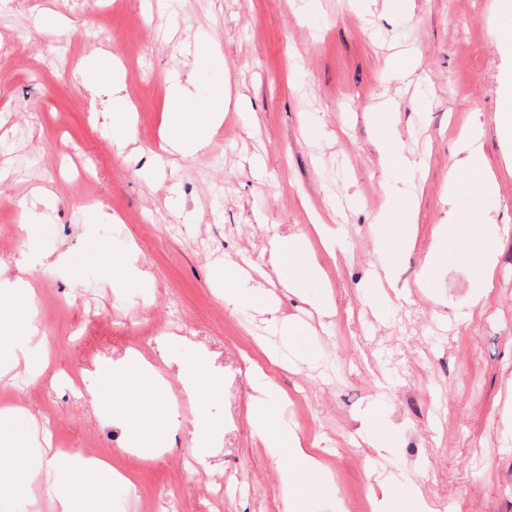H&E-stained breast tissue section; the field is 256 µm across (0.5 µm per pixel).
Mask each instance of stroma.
<instances>
[{
    "instance_id": "stroma-1",
    "label": "stroma",
    "mask_w": 512,
    "mask_h": 512,
    "mask_svg": "<svg viewBox=\"0 0 512 512\" xmlns=\"http://www.w3.org/2000/svg\"><path fill=\"white\" fill-rule=\"evenodd\" d=\"M496 19L512 36V0H0V267L12 278L24 257H45L27 280L51 359L37 380L15 369L0 404L50 423L52 447L105 453L133 473L103 512H282L290 450L266 447L268 431L300 437L331 467L327 491L300 486L296 512H358L378 480L396 512L416 489L436 512H512V177L501 160L512 131L498 120ZM203 37L220 54L202 66ZM92 58L123 76L129 135L81 83ZM187 71L197 103L220 89L228 105L207 146L184 157L167 150L166 117L171 79ZM474 120L482 159L452 192L448 163ZM418 156L421 171L404 166ZM80 162L92 185L79 182ZM484 173L498 180L476 227L497 242L488 288L447 256V212L471 206ZM88 195L111 222L73 208ZM319 222L335 250L321 246ZM409 226L393 285L381 257ZM298 235L324 283L290 291L281 281L296 267L271 249ZM113 252L138 268L117 284ZM433 255L443 263L422 276ZM228 263L252 273L235 308L222 298ZM262 300L291 335L254 312ZM151 324L165 330L142 353L168 394L183 374L216 371L224 394L170 407L133 454L99 364L123 360L127 337ZM78 367L83 388L68 376ZM201 413L219 446L188 472ZM375 427L385 449L369 443Z\"/></svg>"
}]
</instances>
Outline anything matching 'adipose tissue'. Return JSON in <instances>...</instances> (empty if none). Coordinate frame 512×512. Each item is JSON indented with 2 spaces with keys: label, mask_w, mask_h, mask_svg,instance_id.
<instances>
[{
  "label": "adipose tissue",
  "mask_w": 512,
  "mask_h": 512,
  "mask_svg": "<svg viewBox=\"0 0 512 512\" xmlns=\"http://www.w3.org/2000/svg\"><path fill=\"white\" fill-rule=\"evenodd\" d=\"M205 110L207 121H200L193 97L181 81H174L169 94L168 130L174 152L189 156L206 144L211 127L224 118V99H210ZM480 205L469 210H450L448 221L457 228L459 259L476 255L475 272L480 282L492 281L494 271L493 241L474 236V224L486 222ZM0 307L6 316L0 317V383L20 362L33 361L37 353L32 345V323L36 313V298L32 288L23 281L0 282ZM102 372L111 381L109 396L125 407L126 417L136 424V437L145 441L160 427L167 401L166 390L155 368L138 352L130 354L119 366L104 362ZM26 413L16 406L0 407V503L28 499L33 484L44 488L54 512H102L101 500L113 483H131L125 470L113 466L111 460L86 458L64 449H56L39 462L30 457V437L24 426ZM292 458L282 472L284 492H291L298 480L309 475L328 478L327 466L299 439L290 442Z\"/></svg>",
  "instance_id": "adipose-tissue-1"
}]
</instances>
